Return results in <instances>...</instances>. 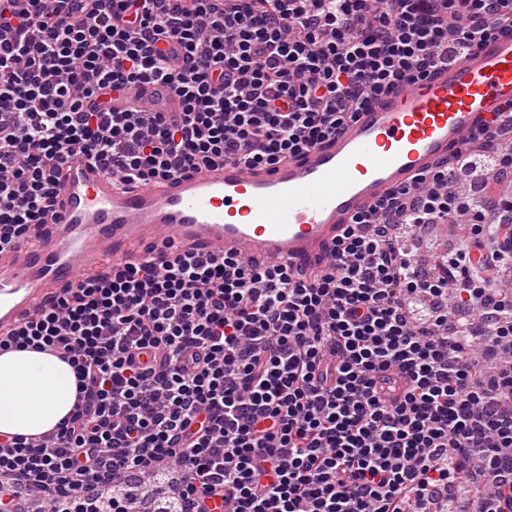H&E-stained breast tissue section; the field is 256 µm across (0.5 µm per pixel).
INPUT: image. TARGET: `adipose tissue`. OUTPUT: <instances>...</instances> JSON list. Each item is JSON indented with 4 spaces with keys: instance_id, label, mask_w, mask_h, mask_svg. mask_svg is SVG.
<instances>
[{
    "instance_id": "obj_1",
    "label": "adipose tissue",
    "mask_w": 512,
    "mask_h": 512,
    "mask_svg": "<svg viewBox=\"0 0 512 512\" xmlns=\"http://www.w3.org/2000/svg\"><path fill=\"white\" fill-rule=\"evenodd\" d=\"M76 378L57 357L32 350L0 354V432L36 437L71 411Z\"/></svg>"
}]
</instances>
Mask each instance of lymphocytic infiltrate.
I'll return each instance as SVG.
<instances>
[{
    "instance_id": "lymphocytic-infiltrate-1",
    "label": "lymphocytic infiltrate",
    "mask_w": 512,
    "mask_h": 512,
    "mask_svg": "<svg viewBox=\"0 0 512 512\" xmlns=\"http://www.w3.org/2000/svg\"><path fill=\"white\" fill-rule=\"evenodd\" d=\"M512 36V0H0V253L68 162L148 184L272 166L402 84ZM159 82L180 109L130 91ZM512 103L356 216L312 277L147 250L86 274L0 353L68 363L71 413L0 433V512H512ZM462 217L436 260L421 234ZM404 377L400 393L381 373Z\"/></svg>"
}]
</instances>
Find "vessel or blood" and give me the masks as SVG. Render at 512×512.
I'll return each mask as SVG.
<instances>
[{
	"label": "vessel or blood",
	"instance_id": "1",
	"mask_svg": "<svg viewBox=\"0 0 512 512\" xmlns=\"http://www.w3.org/2000/svg\"><path fill=\"white\" fill-rule=\"evenodd\" d=\"M140 92L153 109H177L167 88ZM508 102L512 37L502 36L381 97L325 144L271 169L227 161L124 186L96 165L71 162L51 224L0 255V332L102 261H131L139 244L217 245L268 266L322 265L356 215L465 150Z\"/></svg>",
	"mask_w": 512,
	"mask_h": 512
}]
</instances>
